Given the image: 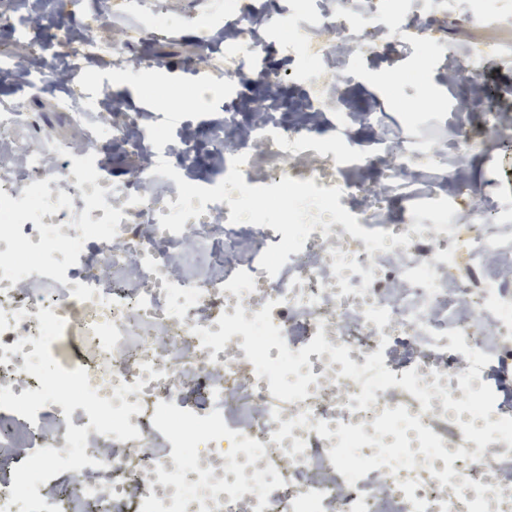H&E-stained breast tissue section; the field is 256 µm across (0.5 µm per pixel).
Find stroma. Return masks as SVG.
<instances>
[{
	"label": "stroma",
	"mask_w": 512,
	"mask_h": 512,
	"mask_svg": "<svg viewBox=\"0 0 512 512\" xmlns=\"http://www.w3.org/2000/svg\"><path fill=\"white\" fill-rule=\"evenodd\" d=\"M112 16L103 22L90 18L94 37L103 43H125V57H104L89 60L88 68L99 71L126 70L132 57L144 56L150 69H162L170 76L197 78L208 74L225 79L224 48L216 46L210 55H203L201 40L214 26L212 0H166L168 22L163 35L144 42L139 28L144 22L150 0H141L137 13L125 11L123 0H111ZM72 0H34L32 8L39 19L38 34L45 49V65H53L64 46L69 45V10ZM469 37L486 42L490 48L478 68L483 90L475 106L460 108L466 88L447 86L444 73L438 66L421 64L419 57L404 51L395 41H387L378 53L361 58L359 74L353 79H329L323 85L294 79L277 83L274 92L288 120L303 118L308 107L326 113L335 110L351 111L377 107L389 120L399 122L406 131L435 136L434 124L445 120L468 130L480 147L473 152L470 163L460 177L451 178L442 188L453 194L459 184L470 188V202L512 205V147L503 145L486 131L482 115L491 109L502 111L504 121L512 122V33L498 34L478 24L468 32ZM111 98L120 100L119 111L105 115L104 133L89 139L85 126L79 124L65 102L64 93L43 91L37 80L27 72L13 70L0 76V101L22 98L26 113L24 123L14 133L17 144L50 148L73 143L103 164V173L113 185L128 182L138 169L133 153L113 148L110 132L122 126L147 107L129 85H109Z\"/></svg>",
	"instance_id": "obj_1"
}]
</instances>
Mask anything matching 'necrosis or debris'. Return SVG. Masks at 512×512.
<instances>
[{
    "label": "necrosis or debris",
    "instance_id": "obj_1",
    "mask_svg": "<svg viewBox=\"0 0 512 512\" xmlns=\"http://www.w3.org/2000/svg\"><path fill=\"white\" fill-rule=\"evenodd\" d=\"M268 6L216 0L214 11L234 32ZM286 13L288 48L311 79L320 63L354 76L358 54L386 34L455 55L459 74L487 52L448 43L447 23H475L462 0H288ZM70 19L81 41L58 62L70 78L82 58L122 52L101 46L83 14ZM322 29L337 40L318 48ZM263 48L225 42L234 76L266 77ZM24 118L21 103L0 105V388L40 389L24 365L42 308L92 344L82 366L99 397L144 386L125 396L142 406L129 417L140 436L126 441L90 429L81 407L67 416L50 403L32 421L0 409V467L66 447L75 426L99 465L38 485L62 512L76 502L85 512H512V403L485 375L512 365V209L464 216L458 196L425 186L456 172L474 138L458 128L450 151H434L386 127L349 151L322 137L316 116L289 123L268 103L243 123L225 108L216 168L244 154L247 185L287 176L339 187L360 227L410 239L371 252L335 222L272 277L259 259L281 233L230 222L225 202L172 233L159 218L179 198L174 180L145 168L112 186L71 146H16ZM260 150L306 160L262 173ZM365 166L380 167L377 189L351 179ZM400 198L410 208L396 217ZM91 237L102 242L95 257ZM201 239L211 263L186 276L179 259ZM494 264L500 272L484 276Z\"/></svg>",
    "mask_w": 512,
    "mask_h": 512
}]
</instances>
